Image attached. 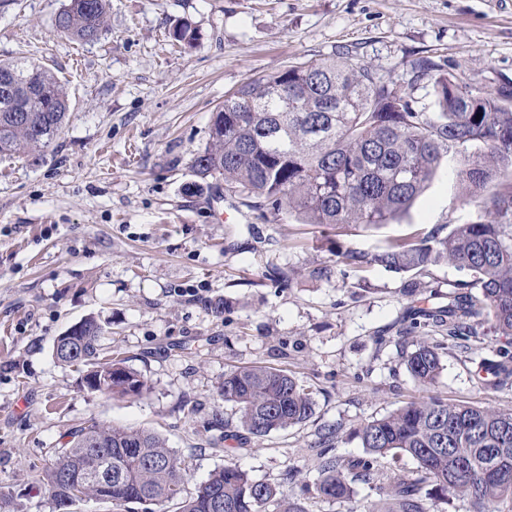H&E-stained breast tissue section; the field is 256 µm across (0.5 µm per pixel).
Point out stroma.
<instances>
[{"instance_id":"35a3bbf8","label":"stroma","mask_w":512,"mask_h":512,"mask_svg":"<svg viewBox=\"0 0 512 512\" xmlns=\"http://www.w3.org/2000/svg\"><path fill=\"white\" fill-rule=\"evenodd\" d=\"M64 0H0V60L35 61L66 83L72 111L43 162L0 158V487L11 512H54L33 475L50 449L91 423L166 439L191 483L233 462L290 498L315 485L325 428L334 452L363 455L360 425L423 393L512 412V386L485 372L499 341L442 356L422 391L406 369L411 340L375 355L411 309L447 306L464 276L361 264L389 240L479 220L458 155L446 157L399 220L370 229L302 223L198 176L224 96L250 79L338 53L405 81L427 58L485 93L512 92V0H112L106 31L79 43L57 32ZM190 21L193 46L169 28ZM421 281L424 295L407 288ZM96 319L103 347L146 380L140 397L80 385L53 356L57 336ZM249 365L287 370L312 390L309 420L247 433L217 388Z\"/></svg>"}]
</instances>
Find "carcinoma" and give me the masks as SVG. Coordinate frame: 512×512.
<instances>
[{"mask_svg": "<svg viewBox=\"0 0 512 512\" xmlns=\"http://www.w3.org/2000/svg\"><path fill=\"white\" fill-rule=\"evenodd\" d=\"M111 0H65L56 30L80 42L103 32ZM415 79L403 86L392 76L346 56L302 62L262 75L229 93L215 112L205 148L193 158L201 177L224 179L225 189L261 199L279 212H296L305 224L380 226L406 214L443 159L466 153L460 171L468 203L493 216L456 224L450 232L389 241L366 257L341 254V263L363 262L408 272L445 262L480 285L448 308L422 312L405 334L417 333L406 364L415 383L435 385L443 350L468 353L492 325L502 342L489 366L498 385L512 382V104L475 90L429 59H418ZM432 80L434 111L413 106L415 80ZM70 100L48 69L28 62H0V156L43 157L61 131ZM76 342L54 343L53 355L85 375L112 372V382L92 392L138 396L147 388L120 353L100 362L101 325L89 318L72 327ZM224 401L234 403L241 426L255 437L306 422L312 392L282 369L241 367L224 374ZM339 427L323 434L319 499H348L360 481L375 489L372 507L382 512H431L432 501H469L474 512H499L512 501V412L427 396L357 429L364 455L347 462L330 454ZM51 448L52 467L40 483L56 512L81 502L170 503L176 512H309L298 500L278 496L275 485L254 480L230 462L194 491L181 461L159 435L92 423ZM112 462V480L92 474L91 444ZM416 461L412 477L389 476L386 460Z\"/></svg>", "mask_w": 512, "mask_h": 512, "instance_id": "cac0c4a2", "label": "carcinoma"}]
</instances>
